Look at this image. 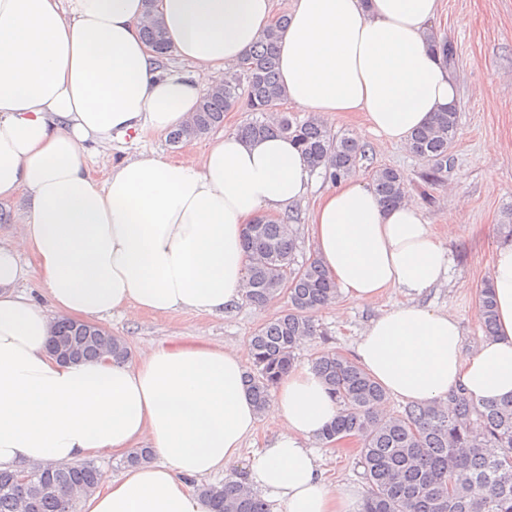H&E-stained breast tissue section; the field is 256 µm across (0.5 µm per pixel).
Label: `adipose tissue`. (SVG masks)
I'll return each mask as SVG.
<instances>
[{
	"label": "adipose tissue",
	"mask_w": 512,
	"mask_h": 512,
	"mask_svg": "<svg viewBox=\"0 0 512 512\" xmlns=\"http://www.w3.org/2000/svg\"><path fill=\"white\" fill-rule=\"evenodd\" d=\"M157 5L187 71L144 41L143 0H0V202L30 199L0 243V470L145 445L153 461L82 497L81 512H209L187 479L237 461L267 418L276 431L249 458L246 484L282 512H354L352 489L322 478L314 444L337 405L312 368L290 371L260 413L244 385L247 340L161 343L120 364L49 352L58 317L223 314L245 294L246 224L308 196L312 170L282 136L227 132L197 164L137 154L105 181L90 174L112 141L181 125L276 20L273 0ZM440 10L441 0H291L278 43L288 102L322 119L361 113L383 142L408 144L458 100L428 41ZM309 233L342 297H408L356 339L359 364L390 396L512 397V242L492 251L496 333L467 355L457 319L421 301L447 280L449 259L415 201L383 204L355 170L319 197ZM25 257L50 308L17 291Z\"/></svg>",
	"instance_id": "obj_1"
}]
</instances>
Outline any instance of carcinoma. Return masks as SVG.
I'll list each match as a JSON object with an SVG mask.
<instances>
[{
	"label": "carcinoma",
	"instance_id": "carcinoma-1",
	"mask_svg": "<svg viewBox=\"0 0 512 512\" xmlns=\"http://www.w3.org/2000/svg\"><path fill=\"white\" fill-rule=\"evenodd\" d=\"M148 18L142 29L145 42L161 57L169 53L157 0H145ZM288 16L281 15L224 83L206 90L190 119L169 133L179 144L200 139L224 124V113L246 99L259 117L239 126L250 140L270 135L290 138L312 170L332 181L347 175L365 156L361 142L334 135L314 117L298 121L281 111L285 91L277 61L281 31ZM459 125L453 108L410 137L412 152L433 164L431 180L448 167L449 149ZM372 185L384 204L395 206L408 194L407 179L398 169L374 171ZM291 218L263 217L246 226L243 248L247 256L250 304L264 307L285 295L287 307L263 323L252 336V368L245 385L261 410L280 380L297 367L296 350L317 334L312 314L336 299L334 281L318 258L295 265L296 233ZM484 332L496 331L495 300L489 283L479 292ZM66 341L78 350L77 360L107 358L124 362L126 343L104 329L68 317L56 319L50 346ZM312 369L324 380L339 407L320 440L333 446L345 437L359 448L368 490L360 512H512V398L477 401L464 390L449 394L453 407L435 402L411 403L384 417L376 408L386 393L355 361L334 350H323ZM30 482L18 484L0 470V512H21L24 499L36 512H76V495L98 488L101 471L92 462L65 467L38 466ZM209 512H271V505L237 481L198 487Z\"/></svg>",
	"mask_w": 512,
	"mask_h": 512
}]
</instances>
